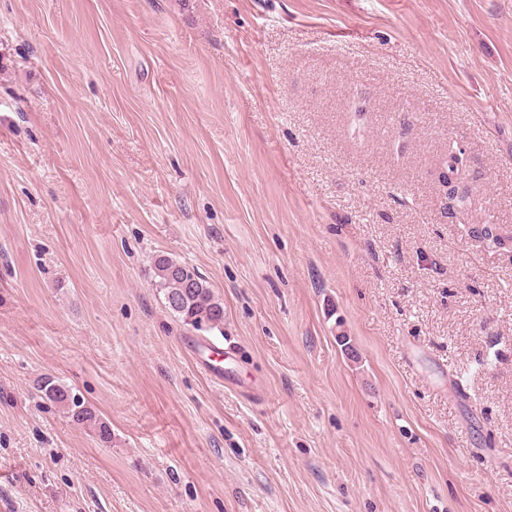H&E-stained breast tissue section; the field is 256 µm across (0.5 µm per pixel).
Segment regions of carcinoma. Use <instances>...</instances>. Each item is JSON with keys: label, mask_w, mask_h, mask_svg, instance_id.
<instances>
[{"label": "carcinoma", "mask_w": 512, "mask_h": 512, "mask_svg": "<svg viewBox=\"0 0 512 512\" xmlns=\"http://www.w3.org/2000/svg\"><path fill=\"white\" fill-rule=\"evenodd\" d=\"M463 176L462 157L450 146L438 175L439 182L446 188L450 209L454 208L453 202L458 198ZM472 233L499 249L512 243V237L501 234L495 224H478ZM154 274L163 292L165 306L174 316L197 331H211L223 325L224 305L195 268L169 256L159 255L154 260ZM39 388L46 400L57 405L74 422L93 426L101 442L112 441L110 427L98 418L92 406L73 394L68 387L47 378Z\"/></svg>", "instance_id": "1"}]
</instances>
